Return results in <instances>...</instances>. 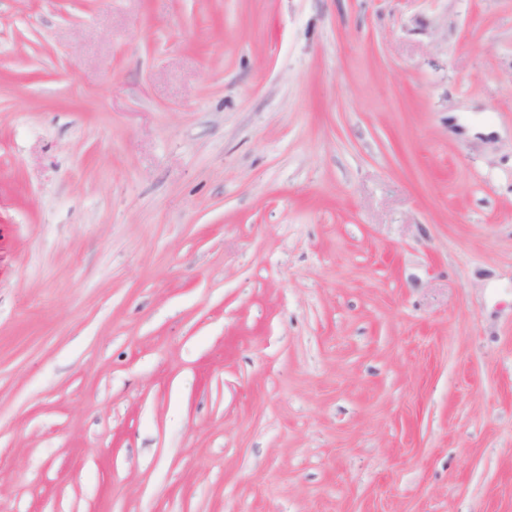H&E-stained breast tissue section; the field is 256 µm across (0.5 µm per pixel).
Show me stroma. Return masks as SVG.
<instances>
[{"label": "stroma", "instance_id": "1", "mask_svg": "<svg viewBox=\"0 0 512 512\" xmlns=\"http://www.w3.org/2000/svg\"><path fill=\"white\" fill-rule=\"evenodd\" d=\"M0 512H512V0H0Z\"/></svg>", "mask_w": 512, "mask_h": 512}]
</instances>
